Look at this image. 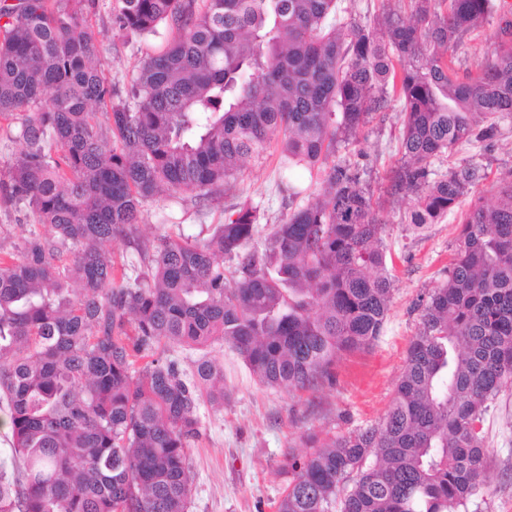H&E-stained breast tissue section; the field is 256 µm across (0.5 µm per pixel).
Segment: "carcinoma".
I'll return each instance as SVG.
<instances>
[{"instance_id": "carcinoma-1", "label": "carcinoma", "mask_w": 512, "mask_h": 512, "mask_svg": "<svg viewBox=\"0 0 512 512\" xmlns=\"http://www.w3.org/2000/svg\"><path fill=\"white\" fill-rule=\"evenodd\" d=\"M111 0L112 25L164 43L108 81L89 29L99 0H0V121L23 147L0 203L35 228L0 250V404L12 466L0 512H188L187 448L203 399L224 404V365L188 374L164 342L233 348L267 387L336 384V362L381 336L392 280L379 213L413 195L410 223L468 203L447 278L421 304L392 406L376 427L300 438L277 512H467L490 453L482 421L512 388V174L492 203L487 168L437 175L512 119V16L501 0ZM498 17L494 49L460 53ZM400 115L380 192L340 149ZM281 137L286 218L261 250L264 213L224 212L206 239L144 238L148 204L217 205L248 159ZM133 246L119 264L112 241Z\"/></svg>"}]
</instances>
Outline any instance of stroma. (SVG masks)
Segmentation results:
<instances>
[{"label": "stroma", "mask_w": 512, "mask_h": 512, "mask_svg": "<svg viewBox=\"0 0 512 512\" xmlns=\"http://www.w3.org/2000/svg\"><path fill=\"white\" fill-rule=\"evenodd\" d=\"M90 25L105 76L122 86L146 54L160 44L154 37L129 38L113 29L109 0H100ZM399 130V115L391 112L384 123L366 128L348 147L349 153L366 156L374 182H381L397 160ZM279 157L280 141L275 138L262 159L240 169L221 205L205 212L176 199L149 204L144 234H199L207 225L222 223L225 210L244 198L265 206L268 224L280 223L286 209L278 191L283 174ZM472 157L488 165L490 178L479 191L486 200H493L494 179L512 171V124L492 148L459 147L437 169L446 171L449 164ZM411 207L407 197L380 215L382 239L393 257L390 309L374 346L339 362L335 386L310 391L268 388L229 346L217 344L204 352L224 364V403L200 406L202 437L188 450L192 465L189 512H275L288 484L284 465L290 445L307 433L345 434L382 420L392 405L408 346L420 326V302L444 282L458 233L454 214L417 230L407 219ZM204 353L175 346L168 350L169 357L189 372ZM483 434L491 461L483 493L470 512H512V389L486 414Z\"/></svg>", "instance_id": "stroma-1"}]
</instances>
